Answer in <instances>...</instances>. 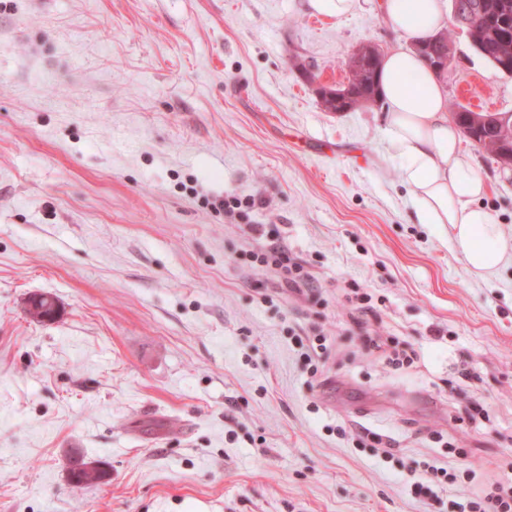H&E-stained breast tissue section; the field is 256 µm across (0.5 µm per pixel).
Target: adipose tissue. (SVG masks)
<instances>
[{
	"label": "adipose tissue",
	"mask_w": 512,
	"mask_h": 512,
	"mask_svg": "<svg viewBox=\"0 0 512 512\" xmlns=\"http://www.w3.org/2000/svg\"><path fill=\"white\" fill-rule=\"evenodd\" d=\"M382 13L391 28L418 42L444 28L448 5L447 0H382ZM381 84L388 150L403 162L419 222L450 225L452 245L468 269L482 277L496 274L512 261V242L480 203L487 182L462 150L437 73L415 51L393 50L382 60Z\"/></svg>",
	"instance_id": "adipose-tissue-1"
}]
</instances>
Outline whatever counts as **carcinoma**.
<instances>
[{"label": "carcinoma", "instance_id": "obj_1", "mask_svg": "<svg viewBox=\"0 0 512 512\" xmlns=\"http://www.w3.org/2000/svg\"><path fill=\"white\" fill-rule=\"evenodd\" d=\"M466 3L481 4L482 22L471 32V41L476 51L499 68L512 67V0H464ZM451 35H442L427 42L426 55L433 60L448 55ZM350 94L354 99L346 103L342 100L326 99L323 105L330 112H349L358 108V102H378L381 99L379 69L364 67L355 73L351 82ZM457 114L459 126L472 131L476 142L487 153L498 149L512 150V129L504 132L494 124V114L474 112L459 104H450ZM81 460L76 459L70 469L71 480L78 485L96 484L104 481L100 473L89 474L80 468Z\"/></svg>", "mask_w": 512, "mask_h": 512}]
</instances>
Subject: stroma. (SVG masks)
<instances>
[{
	"mask_svg": "<svg viewBox=\"0 0 512 512\" xmlns=\"http://www.w3.org/2000/svg\"><path fill=\"white\" fill-rule=\"evenodd\" d=\"M366 43L410 46L380 0L338 20L307 0H0V512H448L447 486L411 494L418 462L472 470L470 492L500 478L512 265L478 278L415 219L383 104L323 107ZM440 79L512 113V75L461 29ZM462 146L512 238V170ZM227 194L262 204L230 218L210 206ZM252 223L318 300L251 268ZM352 284L412 363L353 333ZM75 451L108 479L72 483Z\"/></svg>",
	"mask_w": 512,
	"mask_h": 512,
	"instance_id": "1",
	"label": "stroma"
}]
</instances>
